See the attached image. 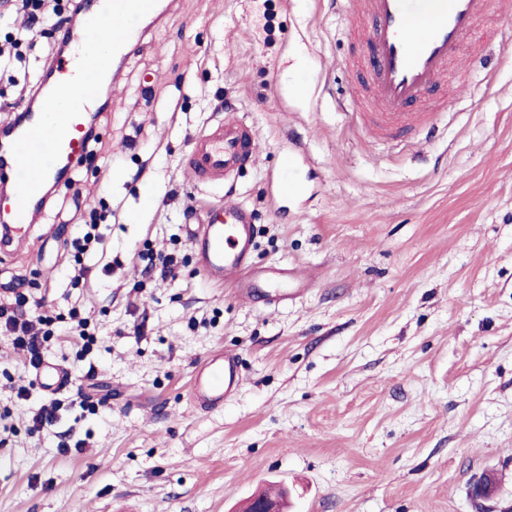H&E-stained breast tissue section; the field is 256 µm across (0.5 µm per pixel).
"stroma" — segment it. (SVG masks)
Returning a JSON list of instances; mask_svg holds the SVG:
<instances>
[{
	"label": "stroma",
	"instance_id": "1",
	"mask_svg": "<svg viewBox=\"0 0 512 512\" xmlns=\"http://www.w3.org/2000/svg\"><path fill=\"white\" fill-rule=\"evenodd\" d=\"M512 0L484 19L437 91L434 135L369 143L365 45L332 0H173L125 60L93 123L100 142L59 183L25 250L0 252V302L42 300L46 353L93 372L95 408L49 400L0 335V512H240L271 484L290 512H512ZM50 38L22 45L0 90L35 85ZM231 115L261 140L221 186L185 168ZM304 191L272 203L284 155ZM233 193L253 213V261L315 283L300 301L247 304L206 282L184 229ZM101 242L71 273L76 225ZM174 258L172 276L145 273ZM94 322L81 353L68 312ZM221 349L242 384L222 409L189 400ZM29 388L16 396L17 385ZM85 451L60 452L62 432ZM499 477L474 499L482 473Z\"/></svg>",
	"mask_w": 512,
	"mask_h": 512
}]
</instances>
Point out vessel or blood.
<instances>
[{
  "instance_id": "b4317fda",
  "label": "vessel or blood",
  "mask_w": 512,
  "mask_h": 512,
  "mask_svg": "<svg viewBox=\"0 0 512 512\" xmlns=\"http://www.w3.org/2000/svg\"><path fill=\"white\" fill-rule=\"evenodd\" d=\"M495 5L496 0H355L353 13L366 22V81L374 109L366 113L365 127L372 140L436 129L443 105L433 94L458 60L463 38ZM161 9V0H84L82 22L69 29L67 39L83 45L100 29L103 17L113 15L119 24L112 29L110 49L118 60L141 42L145 22L159 20ZM83 70V76H76L72 55H58L34 97L16 107L14 118L0 127L1 251L23 243L47 187L69 179L81 165L91 116L100 108L99 93L109 78L90 57ZM259 150V135L251 125L220 121L195 139L186 167L198 181L222 183L253 163ZM270 189L275 198L300 192L295 158L271 177ZM186 234L202 276L233 284L245 301L294 302L310 290V282L289 268L271 267L242 278L255 248V226L251 212L233 194L192 215ZM35 380L55 394L67 386L68 373L47 361ZM240 386L236 357L220 352L197 365L189 398L197 408H219Z\"/></svg>"
}]
</instances>
